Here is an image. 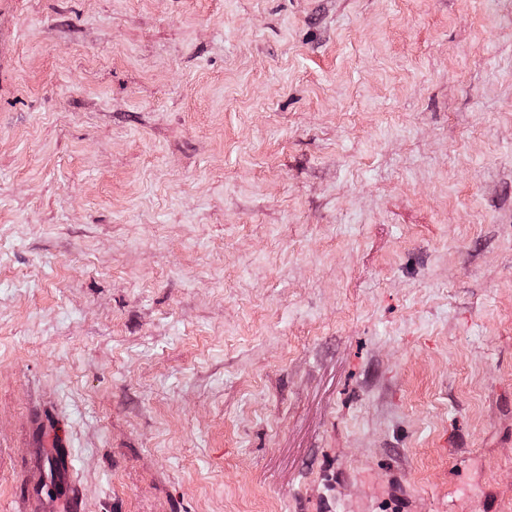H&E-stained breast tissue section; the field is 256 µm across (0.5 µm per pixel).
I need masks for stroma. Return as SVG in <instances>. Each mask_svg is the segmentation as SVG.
Segmentation results:
<instances>
[{
  "mask_svg": "<svg viewBox=\"0 0 512 512\" xmlns=\"http://www.w3.org/2000/svg\"><path fill=\"white\" fill-rule=\"evenodd\" d=\"M7 11L0 512H512V0Z\"/></svg>",
  "mask_w": 512,
  "mask_h": 512,
  "instance_id": "obj_1",
  "label": "stroma"
}]
</instances>
